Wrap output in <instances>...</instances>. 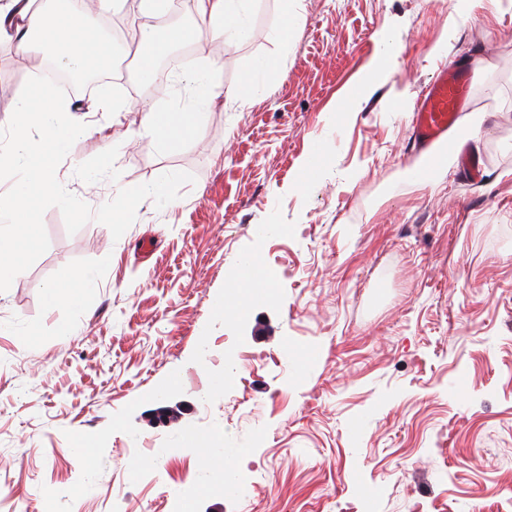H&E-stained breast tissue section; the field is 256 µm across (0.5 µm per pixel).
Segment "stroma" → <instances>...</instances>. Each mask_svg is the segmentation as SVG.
Instances as JSON below:
<instances>
[{
  "label": "stroma",
  "instance_id": "1",
  "mask_svg": "<svg viewBox=\"0 0 512 512\" xmlns=\"http://www.w3.org/2000/svg\"><path fill=\"white\" fill-rule=\"evenodd\" d=\"M284 19L256 0L250 40L193 41L220 94L174 147L134 132L158 100L135 68L111 88L124 111L81 94L68 191L96 209L120 184L195 182L117 240L45 212L48 250L0 292V512H512V0H300L286 45ZM383 27L398 57L337 116ZM262 58L277 76L235 101ZM457 60L484 66L458 128L480 137L467 193L452 166L410 178V114ZM32 75L0 43V128ZM315 145L325 169L296 191ZM248 255L246 305L220 317ZM78 267L96 296L48 305ZM219 433L230 492L183 440Z\"/></svg>",
  "mask_w": 512,
  "mask_h": 512
}]
</instances>
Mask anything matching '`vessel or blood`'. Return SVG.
I'll list each match as a JSON object with an SVG mask.
<instances>
[{
  "instance_id": "b4317fda",
  "label": "vessel or blood",
  "mask_w": 512,
  "mask_h": 512,
  "mask_svg": "<svg viewBox=\"0 0 512 512\" xmlns=\"http://www.w3.org/2000/svg\"><path fill=\"white\" fill-rule=\"evenodd\" d=\"M471 84L472 76L464 65H449L442 67L423 91L410 124L412 147L426 153L427 170L440 168L445 140L463 118Z\"/></svg>"
}]
</instances>
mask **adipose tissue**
<instances>
[{
	"mask_svg": "<svg viewBox=\"0 0 512 512\" xmlns=\"http://www.w3.org/2000/svg\"><path fill=\"white\" fill-rule=\"evenodd\" d=\"M252 0H192L193 12L203 22L209 23L216 37L227 41L245 40L252 29L247 13ZM169 0H140L139 38L137 51L140 56L139 79L155 86L158 95L168 93L166 84L160 82L154 66L162 45H176L198 38V26L179 27L159 37L153 21L168 8ZM112 0H93L92 5L75 7L72 0H0V40L12 43L16 53L25 55L38 52L41 57L52 59L61 68L80 75L94 71H112L118 45L103 35L98 23L99 14L111 11ZM379 51L373 58L366 77L356 82L339 100V111H352L355 104L369 90L376 79L391 64L395 51L386 31L375 34ZM194 101L191 109L177 112L152 105L139 112L141 129L152 135L162 146H171L184 137L200 133L205 125L207 108L216 95L215 70L193 74ZM98 288L93 270L81 268L71 272L64 282L48 287L49 304L65 301L74 307L83 306Z\"/></svg>",
	"mask_w": 512,
	"mask_h": 512,
	"instance_id": "ef3b65f1",
	"label": "adipose tissue"
}]
</instances>
